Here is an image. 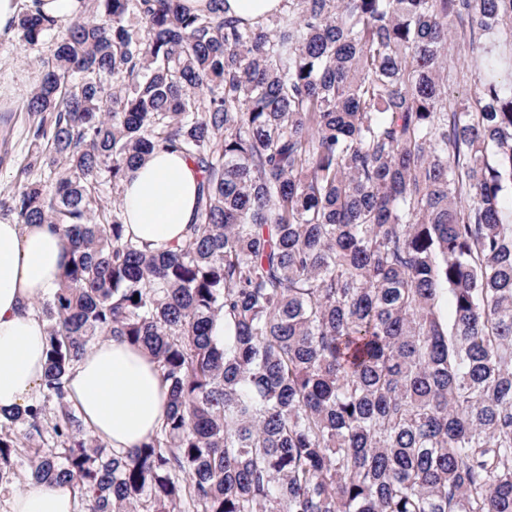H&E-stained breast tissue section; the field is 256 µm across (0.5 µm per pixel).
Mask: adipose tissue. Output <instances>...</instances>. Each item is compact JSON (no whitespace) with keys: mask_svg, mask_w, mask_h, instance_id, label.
I'll use <instances>...</instances> for the list:
<instances>
[{"mask_svg":"<svg viewBox=\"0 0 512 512\" xmlns=\"http://www.w3.org/2000/svg\"><path fill=\"white\" fill-rule=\"evenodd\" d=\"M198 174L176 152H159L130 174L122 208L126 231L150 248L184 238L197 218ZM68 260V242L47 224L0 221V410L25 407L45 366V324L32 303L51 296ZM167 386L144 350L105 339L71 370L68 398L92 435L116 449L138 447L160 427ZM11 512H77L70 487L32 485Z\"/></svg>","mask_w":512,"mask_h":512,"instance_id":"ef3b65f1","label":"adipose tissue"}]
</instances>
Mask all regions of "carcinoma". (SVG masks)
I'll use <instances>...</instances> for the list:
<instances>
[{
  "mask_svg": "<svg viewBox=\"0 0 512 512\" xmlns=\"http://www.w3.org/2000/svg\"><path fill=\"white\" fill-rule=\"evenodd\" d=\"M225 2L16 18L54 49L0 214L61 229L70 259L38 393L0 414V488L68 485L85 512H512V0H282L270 25ZM455 41L482 56L472 103L446 92ZM158 151L199 174L164 250L121 203ZM102 337L167 385L133 450L68 399Z\"/></svg>",
  "mask_w": 512,
  "mask_h": 512,
  "instance_id": "obj_1",
  "label": "carcinoma"
}]
</instances>
